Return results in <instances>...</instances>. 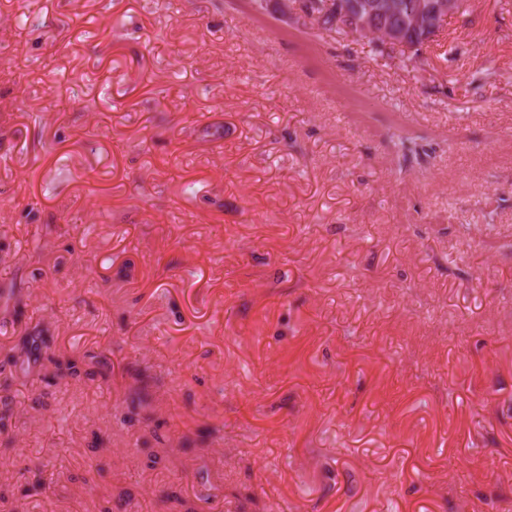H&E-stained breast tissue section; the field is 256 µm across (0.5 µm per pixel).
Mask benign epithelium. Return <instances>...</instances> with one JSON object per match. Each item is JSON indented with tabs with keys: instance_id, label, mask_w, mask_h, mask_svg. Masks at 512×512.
Returning <instances> with one entry per match:
<instances>
[{
	"instance_id": "benign-epithelium-1",
	"label": "benign epithelium",
	"mask_w": 512,
	"mask_h": 512,
	"mask_svg": "<svg viewBox=\"0 0 512 512\" xmlns=\"http://www.w3.org/2000/svg\"><path fill=\"white\" fill-rule=\"evenodd\" d=\"M284 18L317 24L322 17L336 12L337 23L350 36L409 49L411 39L422 34L425 42L447 24L448 17L458 14L463 0H411L407 12L399 11L394 0H277Z\"/></svg>"
}]
</instances>
